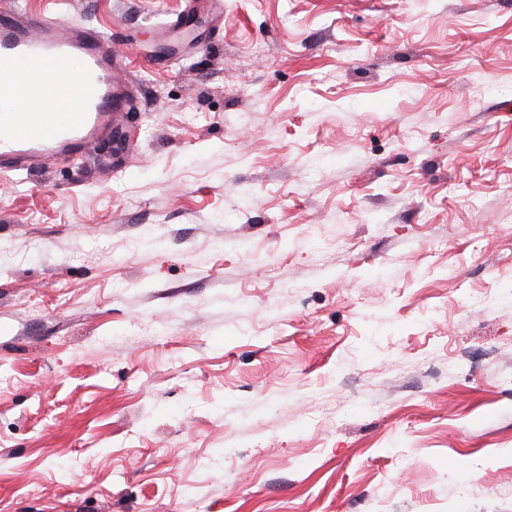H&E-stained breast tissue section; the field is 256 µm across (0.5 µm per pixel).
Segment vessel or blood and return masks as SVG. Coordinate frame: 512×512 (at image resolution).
Masks as SVG:
<instances>
[{
    "mask_svg": "<svg viewBox=\"0 0 512 512\" xmlns=\"http://www.w3.org/2000/svg\"><path fill=\"white\" fill-rule=\"evenodd\" d=\"M48 62L58 65L62 86L43 91L38 112L0 119V172L31 171L112 133L124 104V81L113 63L112 39L67 30L54 18L11 8L0 20V101L20 98L19 74Z\"/></svg>",
    "mask_w": 512,
    "mask_h": 512,
    "instance_id": "b4317fda",
    "label": "vessel or blood"
}]
</instances>
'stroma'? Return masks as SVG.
<instances>
[{
	"mask_svg": "<svg viewBox=\"0 0 512 512\" xmlns=\"http://www.w3.org/2000/svg\"><path fill=\"white\" fill-rule=\"evenodd\" d=\"M19 2L129 112L0 177V512H512V0Z\"/></svg>",
	"mask_w": 512,
	"mask_h": 512,
	"instance_id": "35a3bbf8",
	"label": "stroma"
}]
</instances>
